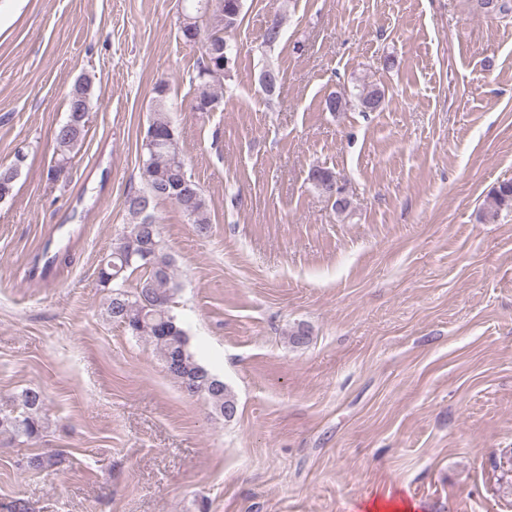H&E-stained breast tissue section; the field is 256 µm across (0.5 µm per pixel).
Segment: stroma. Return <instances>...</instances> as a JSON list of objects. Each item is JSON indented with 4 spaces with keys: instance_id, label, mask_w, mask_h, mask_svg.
Here are the masks:
<instances>
[{
    "instance_id": "1",
    "label": "stroma",
    "mask_w": 512,
    "mask_h": 512,
    "mask_svg": "<svg viewBox=\"0 0 512 512\" xmlns=\"http://www.w3.org/2000/svg\"><path fill=\"white\" fill-rule=\"evenodd\" d=\"M178 0H21L0 27V410L47 396L39 440L0 434V512H512V15L474 0H244L224 99L190 109L197 48ZM282 36L259 45L274 14ZM397 64L387 70L385 56ZM284 75L274 97L264 62ZM86 137L49 181L77 80ZM172 84L187 169L210 209L198 236L155 214L172 310L237 402L188 396L152 345L106 313L98 269L138 188L152 87ZM385 92L331 113L332 92ZM325 166L337 213L307 180ZM310 341L291 345L297 325ZM56 450L60 465L28 469ZM308 179L312 186L324 194L328 199H333V207L339 213L348 210L350 202L343 196L342 188L338 186L336 173L323 166H313L308 172ZM485 206L493 214L503 209L512 210V180H504L494 186L486 196Z\"/></svg>"
}]
</instances>
